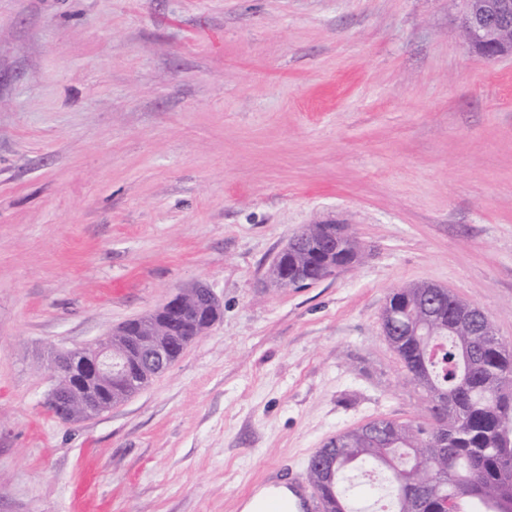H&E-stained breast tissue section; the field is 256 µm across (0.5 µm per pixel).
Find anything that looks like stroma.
<instances>
[{"label": "stroma", "mask_w": 512, "mask_h": 512, "mask_svg": "<svg viewBox=\"0 0 512 512\" xmlns=\"http://www.w3.org/2000/svg\"><path fill=\"white\" fill-rule=\"evenodd\" d=\"M464 0H0V512H242L374 419L425 418L383 335L447 287L512 345V56ZM308 224L362 257L270 280ZM203 283L220 317L93 418L55 349Z\"/></svg>", "instance_id": "1"}]
</instances>
